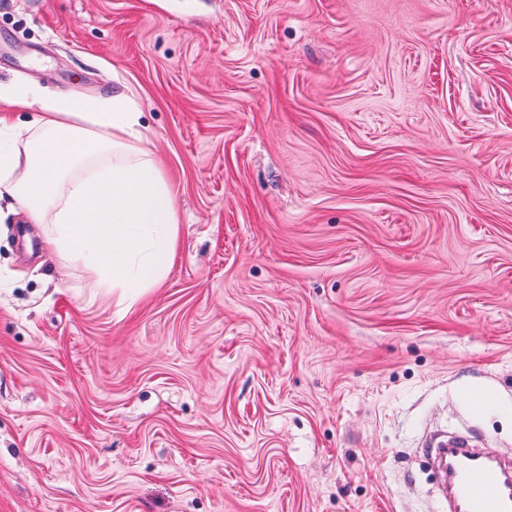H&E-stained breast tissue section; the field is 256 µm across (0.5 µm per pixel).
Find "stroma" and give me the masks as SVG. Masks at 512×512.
I'll list each match as a JSON object with an SVG mask.
<instances>
[{
	"label": "stroma",
	"instance_id": "stroma-1",
	"mask_svg": "<svg viewBox=\"0 0 512 512\" xmlns=\"http://www.w3.org/2000/svg\"><path fill=\"white\" fill-rule=\"evenodd\" d=\"M129 96L176 192L120 308L0 200V512H448L512 453V0H0V86ZM430 444L444 448L442 459L452 462L443 474L450 512L512 511V468L486 459L464 436L434 435Z\"/></svg>",
	"mask_w": 512,
	"mask_h": 512
}]
</instances>
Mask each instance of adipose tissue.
<instances>
[{"label":"adipose tissue","mask_w":512,"mask_h":512,"mask_svg":"<svg viewBox=\"0 0 512 512\" xmlns=\"http://www.w3.org/2000/svg\"><path fill=\"white\" fill-rule=\"evenodd\" d=\"M0 102L41 106L23 127L0 114V198L46 225V250L81 266L121 305L163 283L179 234L175 191L133 101L43 103L23 86L0 90Z\"/></svg>","instance_id":"ef3b65f1"}]
</instances>
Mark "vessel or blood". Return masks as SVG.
Returning a JSON list of instances; mask_svg holds the SVG:
<instances>
[{
  "label": "vessel or blood",
  "instance_id": "1",
  "mask_svg": "<svg viewBox=\"0 0 512 512\" xmlns=\"http://www.w3.org/2000/svg\"><path fill=\"white\" fill-rule=\"evenodd\" d=\"M430 444L452 462L444 475L449 512H512V468L485 458L464 436L435 435Z\"/></svg>",
  "mask_w": 512,
  "mask_h": 512
}]
</instances>
